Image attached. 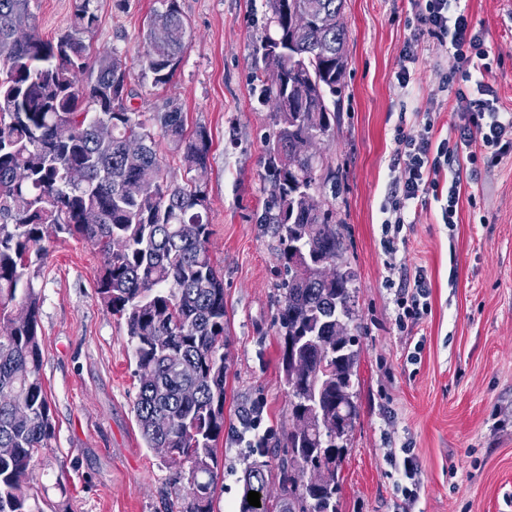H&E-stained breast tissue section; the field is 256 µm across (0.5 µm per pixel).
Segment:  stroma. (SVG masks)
Wrapping results in <instances>:
<instances>
[{
	"label": "stroma",
	"mask_w": 512,
	"mask_h": 512,
	"mask_svg": "<svg viewBox=\"0 0 512 512\" xmlns=\"http://www.w3.org/2000/svg\"><path fill=\"white\" fill-rule=\"evenodd\" d=\"M189 46L172 80L141 77L143 33L155 0H98L94 52L127 59L130 107H177L212 138L205 179L209 251L224 276L227 377L224 418L249 399L264 403L262 425L288 427V394L276 332L280 270L276 242L257 222L268 186L260 177L275 127L250 75L264 26L258 0H179ZM501 59L493 86L512 112V0H462ZM39 34L66 31L73 0H30ZM349 66L336 132L316 149L337 170L336 216L355 271L358 417L345 452L338 512H512V157L479 167L466 185L458 224L438 202L418 209L398 240L408 273L424 270L431 312L412 334L393 320L394 277L385 265L380 205L391 174L396 125L418 129L436 115L437 137L455 120L442 90L446 54L436 42L407 90L396 87L410 35L409 0H344ZM29 276L41 295L42 377L55 435L34 462L31 491L42 512H167L188 464L147 448L133 402L136 363L123 320L98 295L101 257L71 238L50 239ZM243 439L217 445V512H238L247 461ZM411 449L419 496L405 503L393 452Z\"/></svg>",
	"instance_id": "35a3bbf8"
}]
</instances>
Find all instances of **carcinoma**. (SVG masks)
Returning a JSON list of instances; mask_svg holds the SVG:
<instances>
[{
  "label": "carcinoma",
  "mask_w": 512,
  "mask_h": 512,
  "mask_svg": "<svg viewBox=\"0 0 512 512\" xmlns=\"http://www.w3.org/2000/svg\"><path fill=\"white\" fill-rule=\"evenodd\" d=\"M30 0H0V512H39L28 491L32 462L54 436L39 336V291L26 276L33 250L54 237L83 239L103 256L97 282L105 309L125 320L141 383L133 412L149 448H172L190 464L175 488L177 512H215L217 443L224 436L227 345L224 279L208 248L211 224L205 175L212 141L202 125L189 132L183 112H135L127 105L129 71L114 50L92 54L97 0H74L69 28L43 38L29 23ZM344 0H263L264 35L256 45L264 67L254 71L258 100L276 127L265 148L262 179L270 186L260 224L276 241L285 273L277 333L288 392L285 454L271 465V435L257 432L264 403L240 406L237 418L253 461L245 469L239 512H337L339 476L326 484L308 471L336 465L357 416L358 351L336 322L354 321L356 274L344 259L336 203L310 208L313 191L336 196V171L303 141L335 132L346 86L348 50L340 22ZM143 35L142 78L163 86L188 46L179 0H156ZM166 31L163 42L153 33ZM159 133H154V130ZM136 134L140 151L126 150ZM195 161L174 183L157 137ZM85 179L72 185L68 171ZM199 225L193 240L180 225ZM331 261L338 274L316 277ZM24 310L15 323L10 314ZM183 367L189 380L179 377ZM24 407L30 418L14 420ZM277 483L275 507L267 503ZM260 491V506L247 501Z\"/></svg>",
  "instance_id": "cac0c4a2"
}]
</instances>
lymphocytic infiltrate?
I'll use <instances>...</instances> for the list:
<instances>
[{
    "instance_id": "1",
    "label": "lymphocytic infiltrate",
    "mask_w": 512,
    "mask_h": 512,
    "mask_svg": "<svg viewBox=\"0 0 512 512\" xmlns=\"http://www.w3.org/2000/svg\"><path fill=\"white\" fill-rule=\"evenodd\" d=\"M414 29L406 41L396 74L399 88H407L419 63L418 47L423 39L437 40L448 57L443 89L454 97L464 125H451V134L435 137V120L424 113L416 133L397 126L390 163L392 181L383 205L382 223L387 241L386 265L401 269L394 241L405 224L411 223L414 204L442 201V219L455 224L463 191V179L455 163L466 155L470 163L486 160L497 164L512 154V113L501 111L491 78L499 59L492 54L482 34L460 0H411ZM394 321L409 334L429 311L428 291L422 273L402 276L393 298Z\"/></svg>"
}]
</instances>
